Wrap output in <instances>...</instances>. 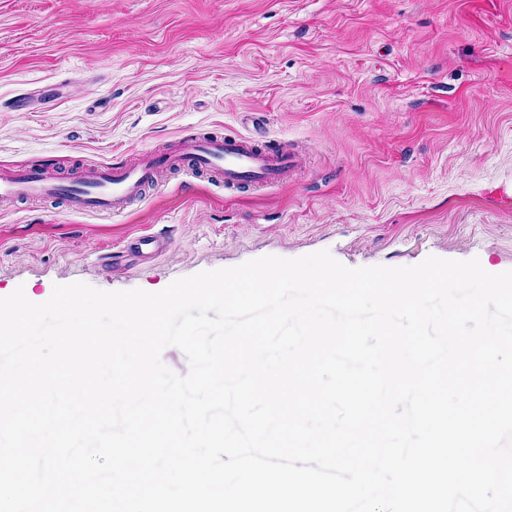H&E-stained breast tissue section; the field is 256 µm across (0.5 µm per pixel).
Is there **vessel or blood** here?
Returning <instances> with one entry per match:
<instances>
[{"mask_svg":"<svg viewBox=\"0 0 512 512\" xmlns=\"http://www.w3.org/2000/svg\"><path fill=\"white\" fill-rule=\"evenodd\" d=\"M303 168V157L283 144L265 145L259 135L189 137L179 150H148L132 164H112L66 180L50 166L29 163L0 168V197L63 199L69 210L119 215L142 201L160 172L188 169L228 189L273 187Z\"/></svg>","mask_w":512,"mask_h":512,"instance_id":"b4317fda","label":"vessel or blood"}]
</instances>
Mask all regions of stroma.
Instances as JSON below:
<instances>
[{"label": "stroma", "mask_w": 512, "mask_h": 512, "mask_svg": "<svg viewBox=\"0 0 512 512\" xmlns=\"http://www.w3.org/2000/svg\"><path fill=\"white\" fill-rule=\"evenodd\" d=\"M47 84L51 107L11 109ZM251 112L304 154L292 182L231 193L173 170L117 216L0 206V298L156 293L321 250L512 270V0H0V164L71 177L245 133ZM141 235L162 250L142 257Z\"/></svg>", "instance_id": "35a3bbf8"}]
</instances>
